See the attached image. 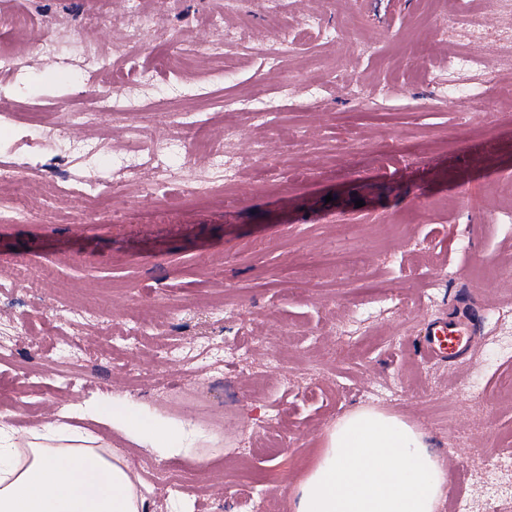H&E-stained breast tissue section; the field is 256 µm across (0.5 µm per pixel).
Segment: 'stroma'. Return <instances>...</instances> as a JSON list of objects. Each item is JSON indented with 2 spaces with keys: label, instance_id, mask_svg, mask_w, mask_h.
<instances>
[{
  "label": "stroma",
  "instance_id": "35a3bbf8",
  "mask_svg": "<svg viewBox=\"0 0 512 512\" xmlns=\"http://www.w3.org/2000/svg\"><path fill=\"white\" fill-rule=\"evenodd\" d=\"M128 7L0 0V49L40 62L0 74V160L25 170L0 183L20 213L0 223V324L17 328L0 348V380L24 403L12 425L86 401L188 420L207 438L170 460L179 494L152 484L150 449L98 428L145 484L148 512H244L224 499L237 483L289 512L313 440L352 409H377L457 465L460 512H486V467L512 456V397L500 389L512 377V68L499 70L500 92L463 104L442 100L440 85L498 69L512 12L469 0L448 34V0H168L162 35L132 50L146 78L139 107L116 122L101 108L108 77L37 46L120 44ZM20 13L36 34L11 25ZM475 24L485 32L476 46ZM334 31L346 32L343 46L328 44ZM218 37L232 78L203 50L178 75L163 70L162 52ZM275 42L272 64L264 48ZM469 51L475 62L456 64ZM166 77L178 96L155 97L153 79ZM253 89L265 120L227 111ZM189 108L208 114L214 142L236 125V182L220 201L172 206L141 193L151 160L129 130L142 113ZM75 112L98 118L76 125ZM266 126L281 162L258 184L251 147ZM50 132L90 148L38 154L35 138ZM98 182L108 185L98 198L70 192ZM339 242L363 257L362 272L317 287L308 260ZM465 294L485 310L482 346L456 364L416 355L423 323Z\"/></svg>",
  "mask_w": 512,
  "mask_h": 512
}]
</instances>
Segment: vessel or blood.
Masks as SVG:
<instances>
[{
  "mask_svg": "<svg viewBox=\"0 0 512 512\" xmlns=\"http://www.w3.org/2000/svg\"><path fill=\"white\" fill-rule=\"evenodd\" d=\"M481 316V306L469 297L461 299L452 315L424 323L418 340L422 358L446 364L470 355L480 340Z\"/></svg>",
  "mask_w": 512,
  "mask_h": 512,
  "instance_id": "vessel-or-blood-1",
  "label": "vessel or blood"
}]
</instances>
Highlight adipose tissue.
I'll use <instances>...</instances> for the list:
<instances>
[{
	"label": "adipose tissue",
	"mask_w": 512,
	"mask_h": 512,
	"mask_svg": "<svg viewBox=\"0 0 512 512\" xmlns=\"http://www.w3.org/2000/svg\"><path fill=\"white\" fill-rule=\"evenodd\" d=\"M74 418L105 422L158 458L187 456L188 421L144 418L132 405H69L57 420L18 435L0 426V512H146L140 481L118 453ZM447 472L427 436L398 417L358 408L318 441L291 492L292 512H435Z\"/></svg>",
	"instance_id": "obj_1"
}]
</instances>
